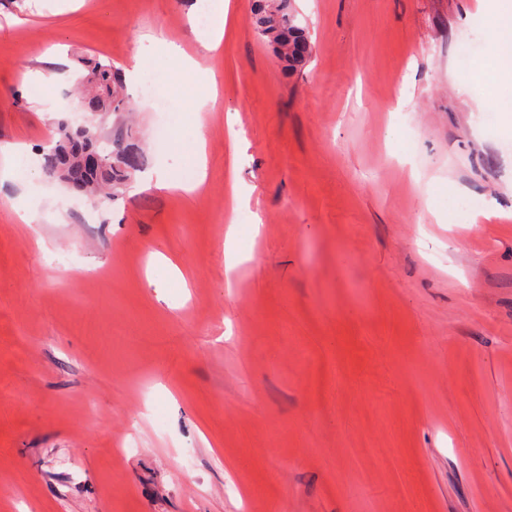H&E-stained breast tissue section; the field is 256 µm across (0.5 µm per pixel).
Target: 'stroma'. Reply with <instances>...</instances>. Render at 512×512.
Here are the masks:
<instances>
[{"instance_id": "stroma-1", "label": "stroma", "mask_w": 512, "mask_h": 512, "mask_svg": "<svg viewBox=\"0 0 512 512\" xmlns=\"http://www.w3.org/2000/svg\"><path fill=\"white\" fill-rule=\"evenodd\" d=\"M295 4L315 49L291 77L253 0H229L211 49L196 0H0V512H512L495 19L478 0ZM164 38L217 88L203 121ZM138 53L133 179L181 180L201 138L204 189L98 207L30 178L86 62Z\"/></svg>"}]
</instances>
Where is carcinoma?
<instances>
[{"instance_id": "cac0c4a2", "label": "carcinoma", "mask_w": 512, "mask_h": 512, "mask_svg": "<svg viewBox=\"0 0 512 512\" xmlns=\"http://www.w3.org/2000/svg\"><path fill=\"white\" fill-rule=\"evenodd\" d=\"M252 15L255 33L272 51L288 44V52L279 55L283 70L290 75L301 72L314 45L289 0H254ZM77 86L78 110L85 114L103 112L119 119L133 109L121 92V75L110 62L95 61L86 75L77 78ZM91 153L100 156L95 166L84 163L85 155ZM39 163L46 174L105 205L114 199V189L142 168L143 155L132 142L131 133L119 122L108 131L93 127L84 131L64 120L58 125L55 145L40 151Z\"/></svg>"}]
</instances>
